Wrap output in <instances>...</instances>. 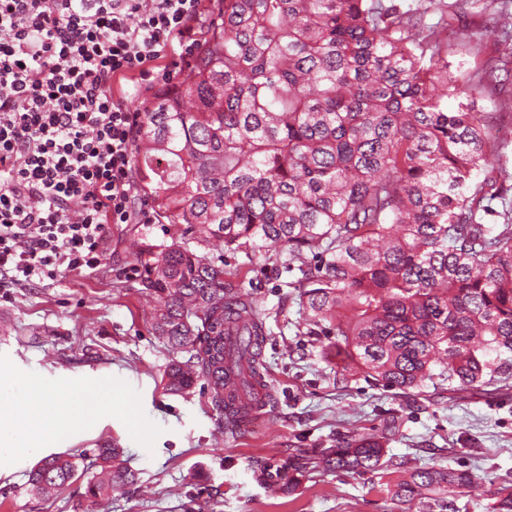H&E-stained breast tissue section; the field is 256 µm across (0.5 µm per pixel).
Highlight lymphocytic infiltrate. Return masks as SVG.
Returning a JSON list of instances; mask_svg holds the SVG:
<instances>
[{
  "mask_svg": "<svg viewBox=\"0 0 512 512\" xmlns=\"http://www.w3.org/2000/svg\"><path fill=\"white\" fill-rule=\"evenodd\" d=\"M203 0H0V286L98 268L135 203L129 75L192 55Z\"/></svg>",
  "mask_w": 512,
  "mask_h": 512,
  "instance_id": "lymphocytic-infiltrate-1",
  "label": "lymphocytic infiltrate"
}]
</instances>
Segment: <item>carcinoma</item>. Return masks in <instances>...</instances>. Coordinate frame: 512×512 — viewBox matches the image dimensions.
<instances>
[{
  "label": "carcinoma",
  "instance_id": "cac0c4a2",
  "mask_svg": "<svg viewBox=\"0 0 512 512\" xmlns=\"http://www.w3.org/2000/svg\"><path fill=\"white\" fill-rule=\"evenodd\" d=\"M447 16L446 0L406 11L385 0H214L183 78L138 108L135 167L161 223L183 238L202 226L233 252L286 247L307 333L335 337L345 374L405 394L428 381L484 392L512 370V208L484 221L512 179L488 166L500 144L478 100L494 75L452 71L435 37ZM137 262L158 299L155 332L192 352L170 363L165 390L203 377L225 408L227 363L234 389L258 376L262 330L240 269L176 240ZM396 430L391 419L376 436L264 470L290 486L314 463L376 473ZM120 456L49 455L29 484L49 493L99 467L87 494L101 506L136 481ZM472 482L467 469L433 466L384 491L391 512H411L426 495L441 508ZM492 496V512H512V489Z\"/></svg>",
  "mask_w": 512,
  "mask_h": 512
}]
</instances>
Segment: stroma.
<instances>
[{
    "instance_id": "obj_1",
    "label": "stroma",
    "mask_w": 512,
    "mask_h": 512,
    "mask_svg": "<svg viewBox=\"0 0 512 512\" xmlns=\"http://www.w3.org/2000/svg\"><path fill=\"white\" fill-rule=\"evenodd\" d=\"M500 0H464L443 32L448 59L461 73L496 66L494 98L483 99L503 131L497 165L512 170V56L492 28ZM478 46L463 48L461 32ZM173 224H115L103 264L83 275L60 274L35 286L0 288V402L20 390L52 386L59 402L72 390L106 388L100 413L81 430L35 450L0 473V512H87L85 481L49 498L30 490L28 471L53 453L92 454L112 444L137 481L113 491L105 512H389L381 486L405 471L464 465L474 485L432 512H489L491 493L512 480V386L453 393L426 386L413 397L343 377L331 337L310 336L288 283L293 276L268 253L235 254L189 240L196 254L223 256L241 268L263 327L260 352L270 389L265 415L240 431L224 427L206 381L182 395L163 389L176 354L151 329L157 301L140 283L139 251L169 244ZM399 431L387 444L382 475L317 469L295 487L273 483L262 466L298 448H329L340 435L378 434L386 419Z\"/></svg>"
}]
</instances>
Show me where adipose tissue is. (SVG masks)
I'll list each match as a JSON object with an SVG mask.
<instances>
[{
	"mask_svg": "<svg viewBox=\"0 0 512 512\" xmlns=\"http://www.w3.org/2000/svg\"><path fill=\"white\" fill-rule=\"evenodd\" d=\"M50 391L21 393L15 405L0 406V452L12 454L36 447L46 431L65 435L78 428L84 417L83 396L75 394L69 411H61L51 402Z\"/></svg>",
	"mask_w": 512,
	"mask_h": 512,
	"instance_id": "obj_1",
	"label": "adipose tissue"
}]
</instances>
